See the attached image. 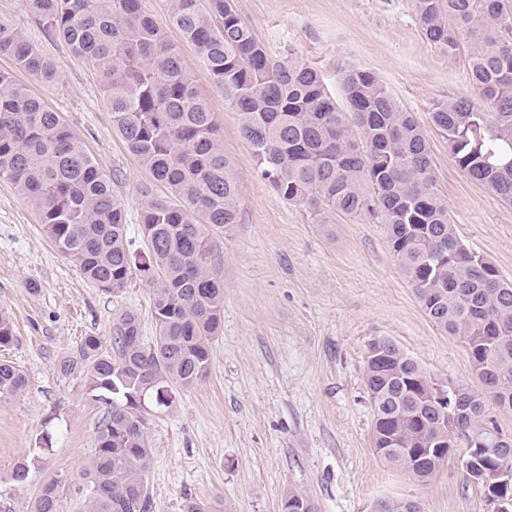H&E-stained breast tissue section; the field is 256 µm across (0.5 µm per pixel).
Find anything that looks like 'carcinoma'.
Segmentation results:
<instances>
[{
    "mask_svg": "<svg viewBox=\"0 0 512 512\" xmlns=\"http://www.w3.org/2000/svg\"><path fill=\"white\" fill-rule=\"evenodd\" d=\"M48 35L92 65L128 150L169 190L143 196L147 250L127 237L125 208L108 176L44 101L0 72V177L34 209L45 237L92 286L126 287L135 272L154 285L155 340L144 343L133 312L112 328L110 347L84 337L61 370L84 374L106 404L83 472L91 512H152L144 404L169 407L176 392L204 381L224 315L214 234L238 223L242 190L207 101L193 86L165 28L140 0H25ZM429 42L452 55L460 36L477 96L438 101L432 121L466 175L512 202V0H414ZM169 22L195 49L201 68L238 113L261 176L313 214L368 216L386 226L393 256L421 307L465 348L473 373L493 360L498 393L512 400V283L465 246L451 224L428 141L373 72H342L345 107L321 74L290 53L274 57L229 0H171ZM44 83L53 64L20 28L0 18V56ZM365 347L373 446L418 480L431 479L465 443L466 479L512 462L479 449L501 438L487 426L485 392L448 393V421L430 405L433 376L393 339ZM25 373L0 361V393L17 394ZM22 458L12 480L28 482ZM62 479L44 481L32 512H57Z\"/></svg>",
    "mask_w": 512,
    "mask_h": 512,
    "instance_id": "obj_1",
    "label": "carcinoma"
}]
</instances>
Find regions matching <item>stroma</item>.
Instances as JSON below:
<instances>
[{
	"label": "stroma",
	"mask_w": 512,
	"mask_h": 512,
	"mask_svg": "<svg viewBox=\"0 0 512 512\" xmlns=\"http://www.w3.org/2000/svg\"><path fill=\"white\" fill-rule=\"evenodd\" d=\"M232 6L273 55L291 50L315 67L337 104L345 102L343 70L375 73L423 128L460 240L512 282V203L459 169L431 121L437 101L472 95L465 56L427 40L413 0H232ZM0 17L40 47L59 78L44 84L3 56L0 71L58 112L104 172L115 175L133 247L144 250L142 196L162 188L113 131L95 72L47 36L25 0H0ZM168 38L214 114L242 198L238 223L217 238L224 316L210 374L171 406L146 403L153 512H182L186 499L217 497L224 512H281L291 492L309 498L317 512H374L385 499H416L424 512H491L480 489L465 480L461 456L422 483L373 448L364 373L371 338L391 337L432 375L482 388L463 346L423 311L388 247L385 225L336 213L317 218L277 194L193 47L176 29L169 28ZM153 299L152 284L137 273L114 294L92 287L44 237L30 204L0 178V312L10 314L15 336L0 347V359L28 378L25 391L0 394V504L31 512L42 482L61 475L59 512H89L81 472L105 405L82 373L62 372L60 364L77 357L85 336L110 340L113 324L129 311L139 317L144 339L153 340ZM45 436L53 449L41 456ZM24 457L35 464L29 483L19 485L10 474Z\"/></svg>",
	"instance_id": "35a3bbf8"
}]
</instances>
